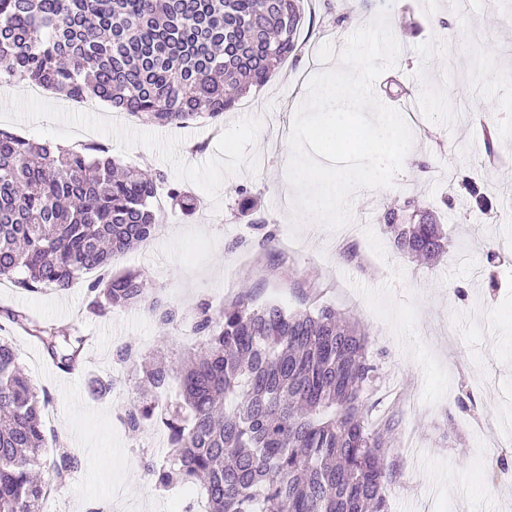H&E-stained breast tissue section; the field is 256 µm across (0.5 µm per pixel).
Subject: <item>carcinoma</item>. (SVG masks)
Instances as JSON below:
<instances>
[{"mask_svg": "<svg viewBox=\"0 0 512 512\" xmlns=\"http://www.w3.org/2000/svg\"><path fill=\"white\" fill-rule=\"evenodd\" d=\"M301 0H0V80L52 89L67 99H99L156 125L217 121L299 56ZM112 148H61L0 129V281L26 291H64L84 275L87 309L97 316L148 304L162 325L178 309L151 296L139 271L112 274L115 255L153 237L163 220L154 205L158 171L130 168ZM171 201L190 214L197 199L178 186ZM404 256L435 261L447 236L414 197L379 216ZM290 311L255 305L250 294L218 312L195 307L192 350L175 369L142 366L140 395L122 421L136 433L154 420L152 394L179 383L182 416H166L168 458L145 461L155 488L197 487L207 512H389L384 464L398 429L387 413L371 419L367 393L377 366L357 321L319 304ZM56 367L84 366L87 338L59 334L28 314L0 309ZM49 395L21 371L15 348L0 338V512H36L76 469L62 453L52 479L32 467L57 444L43 420Z\"/></svg>", "mask_w": 512, "mask_h": 512, "instance_id": "1", "label": "carcinoma"}]
</instances>
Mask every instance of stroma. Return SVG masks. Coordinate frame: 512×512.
Returning <instances> with one entry per match:
<instances>
[{
  "mask_svg": "<svg viewBox=\"0 0 512 512\" xmlns=\"http://www.w3.org/2000/svg\"><path fill=\"white\" fill-rule=\"evenodd\" d=\"M302 7L314 19L300 33L304 54L216 124L146 125L109 107L74 112L52 93L29 102L0 88V128L56 144L72 140L73 126L95 127L96 142L121 163L163 172L200 201L188 216L167 208L149 250L112 261L113 272L147 274L157 295L181 312L173 324H159L141 305L86 315L83 279L65 291L0 288V306L62 332L77 326L87 338L88 368L65 373L27 334L5 332L26 376L51 395L48 431L81 461L52 494L56 512H87L92 503L104 512H185L191 501L180 487L155 490L142 467L143 457H164L163 426L151 423L133 435L121 420L139 374L115 362L116 347L130 344L145 357L176 363L199 341V301L217 309L246 290L256 302L303 310L311 288L369 336L379 374L368 395L373 416L397 408L399 436L421 448L414 456L397 443L389 452L398 468L386 488L391 512H434L440 504L447 512H512V465H495L500 443L512 438L500 422L512 415V0H303ZM382 12L401 51L374 92L399 112L416 106L407 122L413 147L390 186L352 194L354 232L343 241L312 217L294 218L288 139L309 78L324 68L319 48L328 42L342 51L353 31ZM445 15L454 18L453 30L442 29ZM404 88L412 98L401 96ZM486 124L501 128L490 145ZM490 147L499 156L494 165L484 161ZM465 183L480 190L483 204L449 194V185ZM242 186L257 201L247 213L236 194ZM403 194L443 225L448 251L439 261L397 254L378 223L382 206ZM258 218L276 235L262 257L254 249ZM492 249L500 253L493 263ZM494 278L499 288H490ZM466 396L472 421L456 405Z\"/></svg>",
  "mask_w": 512,
  "mask_h": 512,
  "instance_id": "35a3bbf8",
  "label": "stroma"
}]
</instances>
